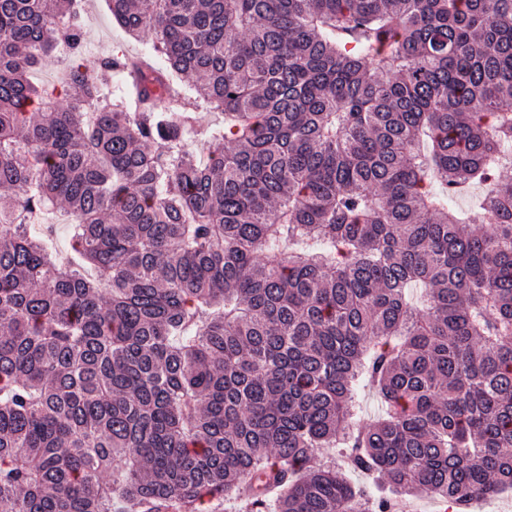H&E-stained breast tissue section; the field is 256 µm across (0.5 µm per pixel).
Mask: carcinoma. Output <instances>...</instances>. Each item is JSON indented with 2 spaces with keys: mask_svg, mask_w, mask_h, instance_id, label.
<instances>
[{
  "mask_svg": "<svg viewBox=\"0 0 512 512\" xmlns=\"http://www.w3.org/2000/svg\"><path fill=\"white\" fill-rule=\"evenodd\" d=\"M107 2L151 50L89 69L81 0H0V512L512 489V0ZM69 60V55L61 48L55 50L42 60L41 65L35 73V81L48 88L58 84ZM482 192L483 189L481 187H472L452 198L451 203L453 207L462 211L465 217L471 220V224H486L484 215L473 211L474 201Z\"/></svg>",
  "mask_w": 512,
  "mask_h": 512,
  "instance_id": "1",
  "label": "carcinoma"
}]
</instances>
